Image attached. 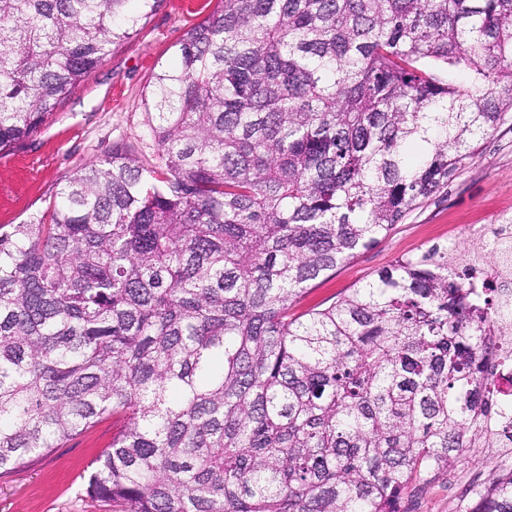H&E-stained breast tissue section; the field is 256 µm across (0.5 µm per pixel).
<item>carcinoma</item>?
Here are the masks:
<instances>
[{
    "instance_id": "cac0c4a2",
    "label": "carcinoma",
    "mask_w": 512,
    "mask_h": 512,
    "mask_svg": "<svg viewBox=\"0 0 512 512\" xmlns=\"http://www.w3.org/2000/svg\"><path fill=\"white\" fill-rule=\"evenodd\" d=\"M163 0H0V151ZM123 144L0 226V475L106 414L124 512H408L487 407L509 315L435 243L294 313L512 112V0H221ZM486 264L494 246L464 247ZM467 512H512V467Z\"/></svg>"
}]
</instances>
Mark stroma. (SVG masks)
<instances>
[{"label": "stroma", "mask_w": 512, "mask_h": 512, "mask_svg": "<svg viewBox=\"0 0 512 512\" xmlns=\"http://www.w3.org/2000/svg\"><path fill=\"white\" fill-rule=\"evenodd\" d=\"M220 0H162L143 19L137 34L117 46L78 86L46 125L24 145L8 151L0 164V225L22 224L51 201L64 177L124 143L149 161L157 148L146 135L151 75L173 63L183 30L215 10ZM512 221V116L480 143L467 170L447 189L426 199L388 237L355 259L339 265L303 295L299 310L340 296L372 279L401 256L432 244L464 246L474 224ZM121 423L105 416L88 431L0 476V512H121L117 503L91 498L87 481L95 460L112 444ZM501 449L476 448L424 485L413 497L412 512H462V499L449 496L448 483L474 475L489 480L511 462Z\"/></svg>", "instance_id": "35a3bbf8"}]
</instances>
